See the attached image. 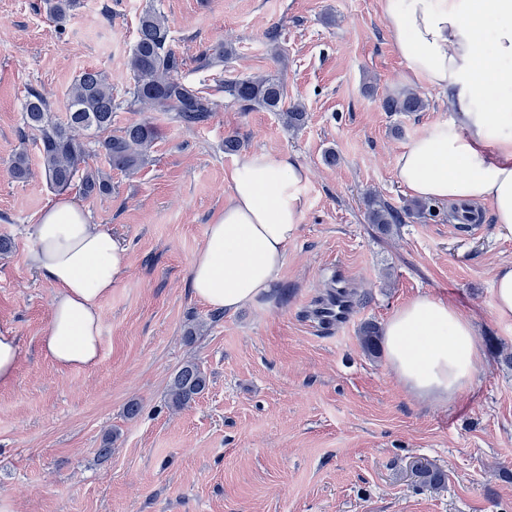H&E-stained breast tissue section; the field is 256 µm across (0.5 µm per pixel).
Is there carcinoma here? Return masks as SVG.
Returning <instances> with one entry per match:
<instances>
[{
  "label": "carcinoma",
  "instance_id": "cac0c4a2",
  "mask_svg": "<svg viewBox=\"0 0 512 512\" xmlns=\"http://www.w3.org/2000/svg\"><path fill=\"white\" fill-rule=\"evenodd\" d=\"M47 5L50 16L63 23L78 7L79 0H47ZM182 66V59L170 47L167 19L153 10L145 11L128 60L132 102L147 112L162 113L186 125L206 121L214 103L201 90L179 78ZM224 93L244 111L263 109L279 113L288 128L305 123L306 112L298 104L285 106L284 84L272 75L230 81L224 85ZM425 107L424 99L412 90L383 99L387 112H420ZM67 109L65 121L52 120L46 101L32 91L22 110L23 125L39 137L44 174L53 188L65 191L77 182L87 197L112 192L109 173L99 168H81L89 156L91 142L113 170L131 174L144 165L158 136L157 127L144 120L112 130L116 104L108 74L97 69L82 72L68 88ZM365 206L372 224L388 228L402 222L401 213L375 195L366 197ZM207 385V375L200 365L193 360L185 361L171 378L168 407L175 411L184 409Z\"/></svg>",
  "mask_w": 512,
  "mask_h": 512
}]
</instances>
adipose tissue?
Here are the masks:
<instances>
[{"mask_svg":"<svg viewBox=\"0 0 512 512\" xmlns=\"http://www.w3.org/2000/svg\"><path fill=\"white\" fill-rule=\"evenodd\" d=\"M406 80L448 98L454 120L424 128L396 157L409 195L490 204L500 236H512V0H379ZM493 17L492 37L483 21ZM306 169L285 157L243 153L231 195L190 262L195 297L234 312L277 281L305 208ZM26 260L56 293L41 348L62 368L99 357L100 305L126 269V250L61 196L41 212ZM387 362L411 393L446 403L471 389L481 363L473 317L426 296L397 308L384 329Z\"/></svg>","mask_w":512,"mask_h":512,"instance_id":"adipose-tissue-1","label":"adipose tissue"}]
</instances>
